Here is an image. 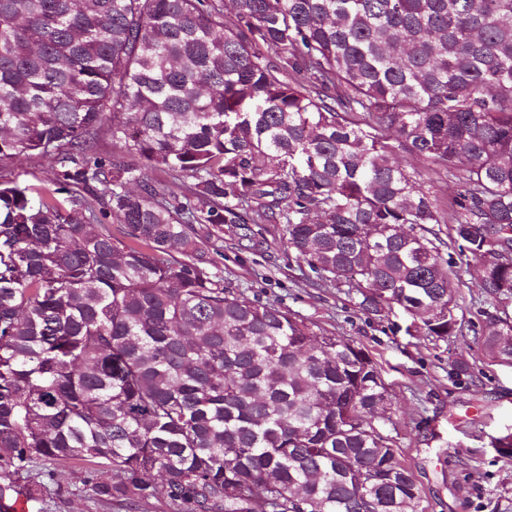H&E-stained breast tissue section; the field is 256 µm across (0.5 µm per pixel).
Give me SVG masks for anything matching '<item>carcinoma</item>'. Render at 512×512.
<instances>
[{
    "label": "carcinoma",
    "instance_id": "obj_1",
    "mask_svg": "<svg viewBox=\"0 0 512 512\" xmlns=\"http://www.w3.org/2000/svg\"><path fill=\"white\" fill-rule=\"evenodd\" d=\"M30 155L54 188L0 174V512L34 472L127 512H419L369 354L224 286L195 225L280 224L442 341L474 260L512 366V0H0V163ZM407 162L422 173L427 187L431 188V191L442 200L449 199L453 195L456 185L453 182H446L441 179V176L436 172L437 168L435 165L427 161L413 159H407Z\"/></svg>",
    "mask_w": 512,
    "mask_h": 512
}]
</instances>
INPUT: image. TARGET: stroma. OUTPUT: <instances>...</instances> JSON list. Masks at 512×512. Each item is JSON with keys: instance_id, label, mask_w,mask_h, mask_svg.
<instances>
[{"instance_id": "stroma-1", "label": "stroma", "mask_w": 512, "mask_h": 512, "mask_svg": "<svg viewBox=\"0 0 512 512\" xmlns=\"http://www.w3.org/2000/svg\"><path fill=\"white\" fill-rule=\"evenodd\" d=\"M196 233L223 269L226 287L367 350L388 385V431L422 491L424 512H512V454L495 445L512 433V367L491 362L474 343L488 321L474 273L463 274L459 288L470 333L435 341L402 311L370 318L346 289L318 285L309 269L299 267L281 225L255 224L247 233L236 224L221 230L200 225ZM460 357L471 369L459 378L451 365ZM40 489L39 501L27 504L26 512H125L95 502L79 483L62 494L46 481Z\"/></svg>"}]
</instances>
